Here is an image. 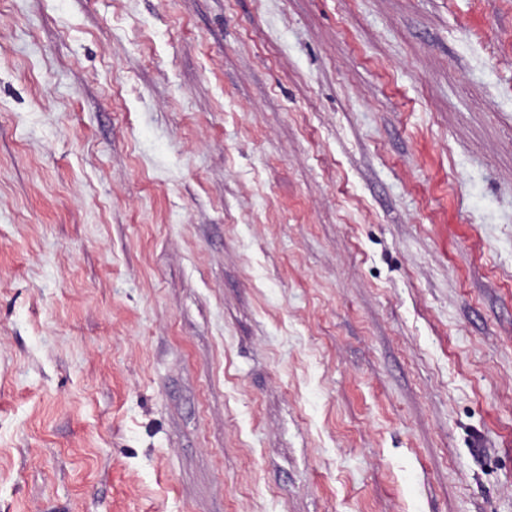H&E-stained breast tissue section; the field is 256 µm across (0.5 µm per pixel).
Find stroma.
<instances>
[{
    "label": "stroma",
    "mask_w": 512,
    "mask_h": 512,
    "mask_svg": "<svg viewBox=\"0 0 512 512\" xmlns=\"http://www.w3.org/2000/svg\"><path fill=\"white\" fill-rule=\"evenodd\" d=\"M0 512H512V0H0Z\"/></svg>",
    "instance_id": "stroma-1"
}]
</instances>
